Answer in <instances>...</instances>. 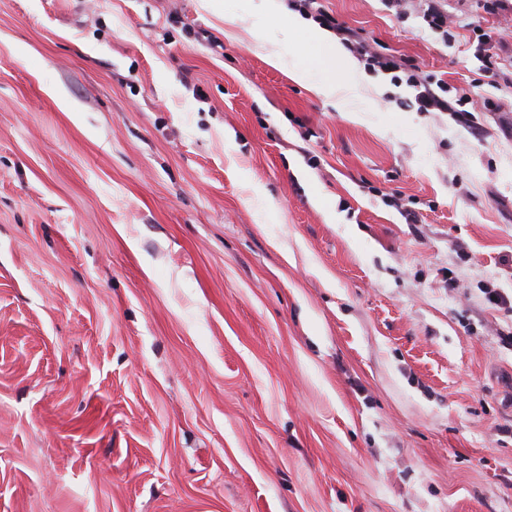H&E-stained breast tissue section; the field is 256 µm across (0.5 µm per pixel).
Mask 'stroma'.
Masks as SVG:
<instances>
[{
	"label": "stroma",
	"instance_id": "1",
	"mask_svg": "<svg viewBox=\"0 0 512 512\" xmlns=\"http://www.w3.org/2000/svg\"><path fill=\"white\" fill-rule=\"evenodd\" d=\"M322 4L452 111L263 0H0V512H512V8ZM355 65L346 69L344 81L333 80L313 81L310 71L307 68L293 66L289 70V76L297 83L308 85L309 89L317 96L335 100L340 109H348L353 104L361 80L365 78L364 73H356ZM406 84L416 91L415 101L421 112H448V99L439 94L430 79H421L416 74H409Z\"/></svg>",
	"mask_w": 512,
	"mask_h": 512
}]
</instances>
